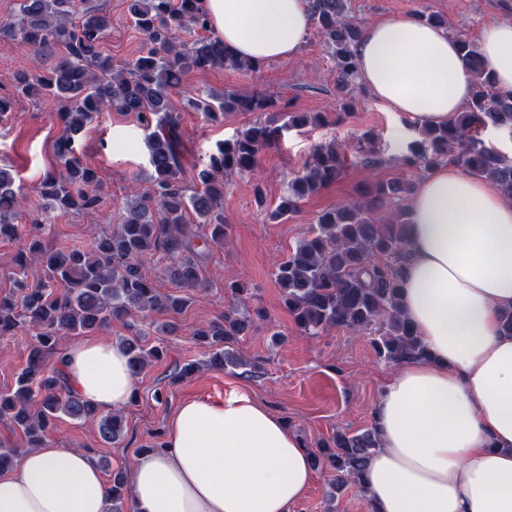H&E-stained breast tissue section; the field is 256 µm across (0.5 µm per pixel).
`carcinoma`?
Returning <instances> with one entry per match:
<instances>
[{"instance_id":"obj_1","label":"carcinoma","mask_w":512,"mask_h":512,"mask_svg":"<svg viewBox=\"0 0 512 512\" xmlns=\"http://www.w3.org/2000/svg\"><path fill=\"white\" fill-rule=\"evenodd\" d=\"M73 0H22L20 17L0 23V36L16 41L21 49L40 56L49 47L64 55L48 73L18 71L12 76L17 96H38L46 104H63L58 113L64 135L58 145L61 166L48 172L40 195L50 209L90 211L99 196L89 187H100L97 172L73 155V136L105 109L136 113L148 130L151 191L128 205L122 224L91 248L51 250L38 233L25 247L0 256V266L16 275L14 290L0 297V336L32 330L25 368L16 388L0 392V421L9 422L19 436L16 445L0 444V469L17 462L22 448H40L56 420L63 416L97 425L109 443L122 437V414H101L77 396L59 368L46 367V358L61 353L63 340L124 322L133 313H180L193 297L162 295L139 264L150 252L162 251L171 259L167 273L178 287L198 291L205 287L194 242L192 223L210 227V242L225 240L224 176L251 172L258 155L277 143L292 128L327 122L328 114L280 113L273 94L239 97L233 93L189 100L192 109L215 121L226 112H262L266 119L220 142L206 166L197 173L192 191L182 186V132L172 113L170 91L189 69L216 67L253 71L259 66L237 58L217 37H203L191 46L177 41V31L191 27L210 31L203 0H130L129 13L146 35V46L135 59L116 66L101 46L110 19L88 6L72 11ZM347 0H312V20L336 59V87L345 100L356 80L354 47L361 25L347 19ZM472 76V94L466 109L448 124L419 130L402 163L431 172L445 162L460 164L469 174L493 180L504 198L512 200V161L479 137L480 128L512 127V93L502 94L492 85L488 62L469 40L456 38ZM344 171L342 153L333 144L315 147L303 173L294 178L287 193L271 213L282 219L298 202L339 180ZM412 183L392 179L377 182L363 198L320 212L316 227L279 264L275 279L282 301L295 325L308 336L333 328L374 330L372 346L377 356L392 364L427 357L418 332L400 309L404 271L410 259L405 225L407 212L380 216L387 201L413 193ZM18 191L11 170L0 166V240L20 235ZM35 267L43 276L28 280ZM261 309H231L224 318L195 332L209 350V365L223 369L237 366L231 346L249 333L253 322L264 320ZM129 365L137 374L158 351L141 337L122 343ZM380 446L376 425L356 433L336 431L311 452L312 465L333 471L332 495L347 486L364 489L366 465ZM128 478L122 471L109 481V512H125Z\"/></svg>"}]
</instances>
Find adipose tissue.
<instances>
[{"mask_svg":"<svg viewBox=\"0 0 512 512\" xmlns=\"http://www.w3.org/2000/svg\"><path fill=\"white\" fill-rule=\"evenodd\" d=\"M212 30L238 57L295 56L310 0H205ZM478 50L498 91L512 93V24L486 27ZM357 79L414 126L444 125L471 94V75L443 29L412 16L365 26ZM402 309L430 358L400 364L373 417L380 446L364 474L375 512H512V202L493 181L448 163L411 204ZM73 390L104 411L123 408L137 378L105 336L68 350ZM313 467L285 420L248 395L187 400L162 448L132 468L133 512H290ZM108 486L92 454L27 451L0 472V512H107Z\"/></svg>","mask_w":512,"mask_h":512,"instance_id":"ef3b65f1","label":"adipose tissue"}]
</instances>
